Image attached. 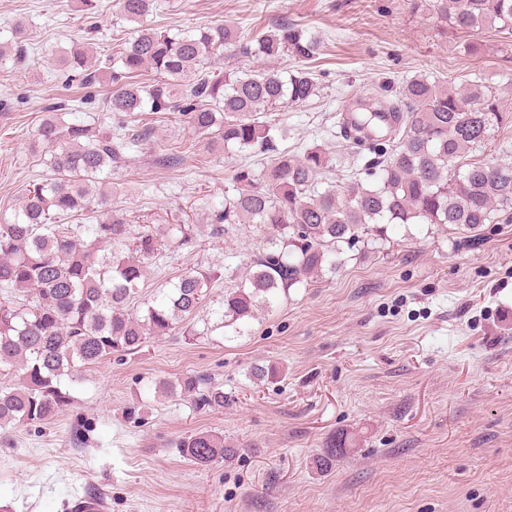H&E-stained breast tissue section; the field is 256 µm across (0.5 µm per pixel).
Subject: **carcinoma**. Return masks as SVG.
<instances>
[{
    "mask_svg": "<svg viewBox=\"0 0 512 512\" xmlns=\"http://www.w3.org/2000/svg\"><path fill=\"white\" fill-rule=\"evenodd\" d=\"M448 27L467 32L487 27L512 35V0H431ZM120 16L138 27L110 70L108 105L117 113L176 112L193 131L213 136L224 147L257 149L270 163L257 172L241 167L233 175V194L211 215V231L226 224H264L272 229L270 247L255 259L244 283L224 295L220 321L238 326L280 294L324 268L337 267L342 247L362 235L382 237L387 224H490L512 209V162L487 165L469 159L476 147L502 126L512 112L482 85L462 92L426 78L406 81L400 102L359 98L348 108L354 129L375 137L353 144L374 149L364 184L332 181L322 191L326 152L313 148L299 157L278 148L281 133L264 119L280 104H299L317 95L311 71L284 75L269 67L234 71L215 78L207 61L237 41L234 25L170 34L142 25L152 0H116ZM321 42L286 23L262 29L240 44L242 53L272 59L289 54L300 62L319 54ZM63 69L97 84L101 67L82 47L61 58ZM151 69L160 80L143 85L134 77ZM50 104L37 128L45 145L48 173L30 182L22 204L0 224V288L12 294L0 302V366L18 373L15 384H0V438L18 424L42 426L72 404L61 381H80L78 368L107 356L132 353L146 339L169 336L191 319L207 292L210 276L182 274L161 301L146 303V314L129 312L145 277V260L165 246L149 231L130 236L124 213L109 207V194L95 191L112 175L123 154L121 138L84 123H67ZM390 149H385V146ZM102 211L105 218L86 229L87 239L64 220ZM199 409L224 407V385L190 375L166 385ZM342 433L326 443L314 460L321 470L351 449ZM177 447L189 463L208 467L231 461L240 449L209 432L186 435Z\"/></svg>",
    "mask_w": 512,
    "mask_h": 512,
    "instance_id": "carcinoma-1",
    "label": "carcinoma"
}]
</instances>
